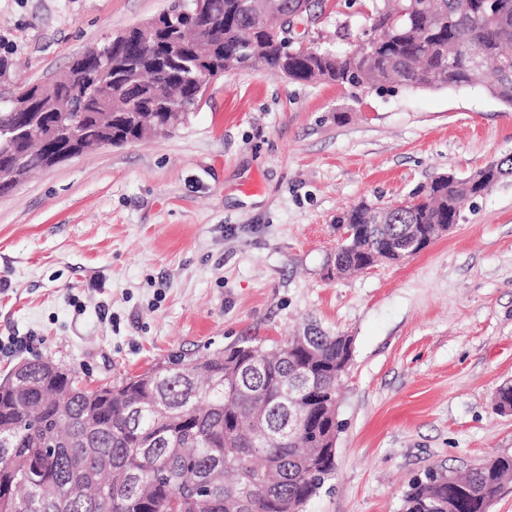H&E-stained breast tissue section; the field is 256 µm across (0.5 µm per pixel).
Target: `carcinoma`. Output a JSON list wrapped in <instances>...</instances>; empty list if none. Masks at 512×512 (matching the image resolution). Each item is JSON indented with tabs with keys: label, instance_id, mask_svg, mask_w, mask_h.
<instances>
[{
	"label": "carcinoma",
	"instance_id": "carcinoma-1",
	"mask_svg": "<svg viewBox=\"0 0 512 512\" xmlns=\"http://www.w3.org/2000/svg\"><path fill=\"white\" fill-rule=\"evenodd\" d=\"M249 2L211 0L206 20L174 6L158 16L155 47L134 62L112 42V66L137 70L128 94L163 132L187 121L198 103L195 76L212 67L258 65L296 82L381 90L481 86L512 109V0H372L375 41L362 39L343 55L270 38L246 12ZM398 13L403 19L393 20ZM465 43L479 50L480 66ZM160 80L176 86L177 106L156 97ZM53 93L78 108L71 116L88 146L132 133L122 117L111 126L97 120L112 98L65 81ZM67 122L60 113L35 118L0 105V166L22 153L21 174L40 168L49 129ZM479 191L441 176L384 218L366 204L344 211L336 223L358 229L337 253L342 270L402 261L410 236L434 241V225L458 221ZM352 355L348 337L316 327L303 345L246 340L203 356L183 353L94 389L31 361L22 390L0 386V512H304L335 471L328 438L339 430L336 384ZM511 482V455L463 477L430 469L410 484L402 512H487ZM244 485L251 507L239 509Z\"/></svg>",
	"mask_w": 512,
	"mask_h": 512
}]
</instances>
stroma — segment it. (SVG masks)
Instances as JSON below:
<instances>
[{"instance_id": "stroma-1", "label": "stroma", "mask_w": 512, "mask_h": 512, "mask_svg": "<svg viewBox=\"0 0 512 512\" xmlns=\"http://www.w3.org/2000/svg\"><path fill=\"white\" fill-rule=\"evenodd\" d=\"M174 0H0V85L53 82ZM306 42L347 52L369 0H328ZM512 154L488 91L378 93L249 66L171 135L99 146L0 195V380L49 359L88 387L181 352L350 336L330 486L305 512H401L431 467L512 454V178L399 264L328 271L345 210L385 207Z\"/></svg>"}]
</instances>
